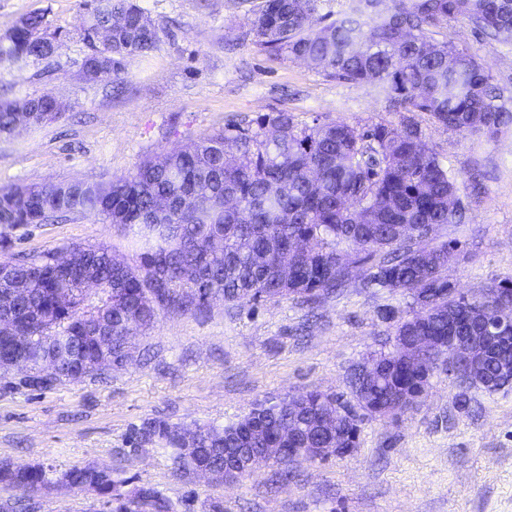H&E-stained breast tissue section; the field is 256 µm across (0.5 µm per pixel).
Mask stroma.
Listing matches in <instances>:
<instances>
[{"instance_id":"1","label":"stroma","mask_w":512,"mask_h":512,"mask_svg":"<svg viewBox=\"0 0 512 512\" xmlns=\"http://www.w3.org/2000/svg\"><path fill=\"white\" fill-rule=\"evenodd\" d=\"M260 2L139 0L161 26L160 40L148 55L126 59L116 86L82 76L88 48L75 30L79 0H0L1 30L37 12L68 34L50 69L0 66V99L49 93L66 107L59 120L0 136V186L106 181L242 116L400 122L372 86L332 80L258 46L250 22ZM442 37L475 55L512 107V46L461 21ZM413 118L466 208L463 223L436 233L458 244L449 280L478 294L512 278V132L492 141L439 127L422 112ZM76 244L106 245L132 264L140 253L133 233L73 215L15 231L0 262ZM357 270L347 287L314 304L291 295L162 312L137 338L131 363L79 382L39 391L0 377V460L44 466L51 480L75 467L106 468L120 493L155 488L172 512H211L214 502L223 512H512V386L470 389L471 408L461 412L459 383L443 366L418 405L395 417H363L355 452L323 463L213 482L176 470L170 448L135 441L149 419L224 426L256 403L311 389L356 406L353 369L392 345L381 309L403 318L410 311L402 293L367 286L370 263ZM30 504L29 512H106L104 496L88 489L55 487Z\"/></svg>"}]
</instances>
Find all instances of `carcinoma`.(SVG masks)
Returning <instances> with one entry per match:
<instances>
[{"label": "carcinoma", "mask_w": 512, "mask_h": 512, "mask_svg": "<svg viewBox=\"0 0 512 512\" xmlns=\"http://www.w3.org/2000/svg\"><path fill=\"white\" fill-rule=\"evenodd\" d=\"M148 14L137 0L83 3L78 31L102 75L88 82L121 79L123 62L144 56L159 42V31L145 29ZM452 21L475 32L512 43V0H350L348 9L319 13V0H262L251 19L257 43L269 54L300 60L339 82L375 87L390 112H425L433 122L465 133L482 121V133L497 137L512 127V108L499 102L492 76L474 55L436 35ZM111 31L99 43L92 33ZM67 34L50 31L43 15L21 17L4 57L51 64ZM36 113L35 124L56 120L53 96L13 99L0 109V136L9 135L15 109ZM421 127L405 117L396 126L373 122L365 128L325 119L300 125L287 112L224 125L185 148L173 147L147 158L128 174L108 182L18 183L0 187V243L31 224L61 216L93 215L114 227L137 228L142 252L135 265L116 268L104 245H76L78 262L59 267L55 252L20 254L12 278L30 289L22 303L0 287V311L15 315L42 343L62 341L63 379L78 382L96 374L87 360L99 351L121 357L118 337L130 324L150 327L159 312H202L215 294L236 305L297 295L315 302L346 287L349 278L338 254L356 249L358 261H374L369 283L401 291L412 299V313L395 319L396 336H446L448 318L464 324L473 296L448 281V253L454 241L419 236L397 238L401 224H460L465 211L448 212V196L458 193ZM169 200L168 213L153 216L155 199ZM224 239V258L212 256L210 240ZM305 238L308 250L297 257L289 281L275 267L259 268L251 256L276 248L288 260V242ZM497 311L512 316V279L481 294ZM512 360V341L485 361L482 371ZM431 355L423 371L405 368L395 381L374 385L371 413L381 415L399 393L414 390L434 372ZM309 441L282 434L288 399L258 403L235 423L205 427L192 448L180 427L164 420L145 423L141 439L175 449L173 464L187 470L204 463L224 473L226 448H281L276 462L290 460V448H324L328 436L321 417L327 395L300 394ZM15 487L40 489L49 483L40 465L9 475ZM144 512H171L167 499L149 487L133 496Z\"/></svg>", "instance_id": "cac0c4a2"}]
</instances>
